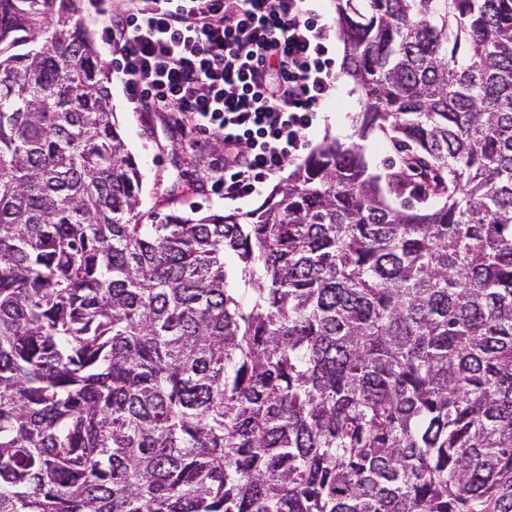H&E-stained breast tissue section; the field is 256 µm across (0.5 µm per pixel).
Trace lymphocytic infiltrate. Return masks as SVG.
Listing matches in <instances>:
<instances>
[{
  "mask_svg": "<svg viewBox=\"0 0 512 512\" xmlns=\"http://www.w3.org/2000/svg\"><path fill=\"white\" fill-rule=\"evenodd\" d=\"M133 111L165 113L188 150L216 142L211 195L244 200L307 150L335 89L313 0H90Z\"/></svg>",
  "mask_w": 512,
  "mask_h": 512,
  "instance_id": "lymphocytic-infiltrate-1",
  "label": "lymphocytic infiltrate"
}]
</instances>
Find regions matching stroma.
Listing matches in <instances>:
<instances>
[{
	"instance_id": "stroma-1",
	"label": "stroma",
	"mask_w": 512,
	"mask_h": 512,
	"mask_svg": "<svg viewBox=\"0 0 512 512\" xmlns=\"http://www.w3.org/2000/svg\"><path fill=\"white\" fill-rule=\"evenodd\" d=\"M112 108L117 116L129 151L144 173L140 204L141 223H152L156 214L172 209L190 213L191 209L229 213L259 207L272 189L263 184L259 194L242 201H228L210 194L206 187V167L214 150L199 154L182 148L173 139L164 117L158 112H135L122 88L111 84ZM362 106V95L344 70L336 72V98L319 116L309 136L310 146H318L324 138L341 142L354 141L352 118Z\"/></svg>"
}]
</instances>
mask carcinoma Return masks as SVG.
I'll return each mask as SVG.
<instances>
[{
    "label": "carcinoma",
    "instance_id": "carcinoma-1",
    "mask_svg": "<svg viewBox=\"0 0 512 512\" xmlns=\"http://www.w3.org/2000/svg\"><path fill=\"white\" fill-rule=\"evenodd\" d=\"M77 13L0 25V512H512V0H336L387 183L154 224Z\"/></svg>",
    "mask_w": 512,
    "mask_h": 512
}]
</instances>
